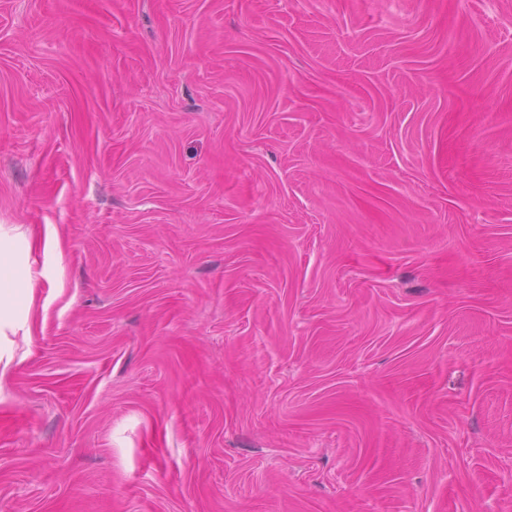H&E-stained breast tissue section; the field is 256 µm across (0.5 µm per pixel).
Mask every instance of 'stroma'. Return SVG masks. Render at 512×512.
Returning <instances> with one entry per match:
<instances>
[{
  "label": "stroma",
  "instance_id": "35a3bbf8",
  "mask_svg": "<svg viewBox=\"0 0 512 512\" xmlns=\"http://www.w3.org/2000/svg\"><path fill=\"white\" fill-rule=\"evenodd\" d=\"M0 512H512V0H0ZM14 239L0 234V335L2 323L10 321L18 303L17 294V263L18 255L14 247Z\"/></svg>",
  "mask_w": 512,
  "mask_h": 512
}]
</instances>
